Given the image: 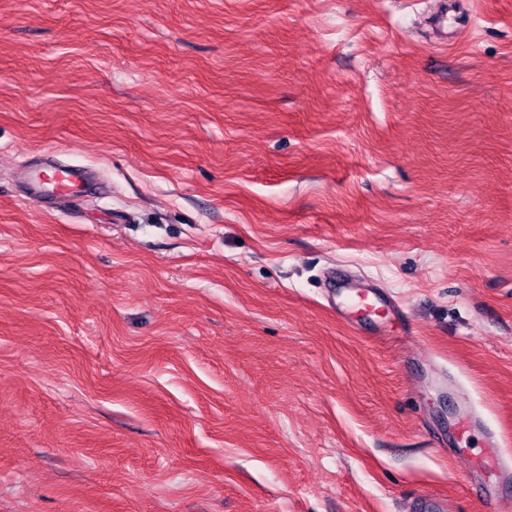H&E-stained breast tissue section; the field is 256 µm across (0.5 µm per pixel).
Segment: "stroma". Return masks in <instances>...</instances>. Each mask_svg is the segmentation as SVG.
<instances>
[{"instance_id": "obj_1", "label": "stroma", "mask_w": 512, "mask_h": 512, "mask_svg": "<svg viewBox=\"0 0 512 512\" xmlns=\"http://www.w3.org/2000/svg\"><path fill=\"white\" fill-rule=\"evenodd\" d=\"M465 401L512 469V0H0V512H487ZM28 198L38 202L49 196H71L85 194L93 189L91 171L82 165L60 169L44 167L27 173Z\"/></svg>"}]
</instances>
